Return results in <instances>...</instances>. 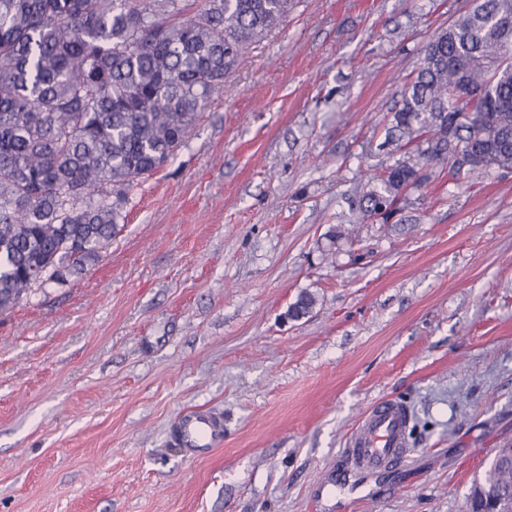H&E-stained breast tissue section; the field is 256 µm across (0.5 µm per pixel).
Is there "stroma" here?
Here are the masks:
<instances>
[{
    "label": "stroma",
    "instance_id": "obj_1",
    "mask_svg": "<svg viewBox=\"0 0 512 512\" xmlns=\"http://www.w3.org/2000/svg\"><path fill=\"white\" fill-rule=\"evenodd\" d=\"M468 6L294 0L101 260L0 314V512H467L512 442V169L426 165L393 230L328 232L404 160L401 89ZM381 397L410 458L319 496ZM195 406L224 416L201 459L167 436Z\"/></svg>",
    "mask_w": 512,
    "mask_h": 512
}]
</instances>
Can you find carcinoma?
Masks as SVG:
<instances>
[{"mask_svg":"<svg viewBox=\"0 0 512 512\" xmlns=\"http://www.w3.org/2000/svg\"><path fill=\"white\" fill-rule=\"evenodd\" d=\"M293 0H0V313L36 285L95 265L124 204L183 147L209 98ZM406 160L354 189L352 227L386 224L430 161L469 174L512 168V0H474L426 45L392 113ZM307 292L288 316L312 312ZM512 505V446L470 492Z\"/></svg>","mask_w":512,"mask_h":512,"instance_id":"obj_1","label":"carcinoma"}]
</instances>
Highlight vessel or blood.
Wrapping results in <instances>:
<instances>
[{"label":"vessel or blood","instance_id":"vessel-or-blood-1","mask_svg":"<svg viewBox=\"0 0 512 512\" xmlns=\"http://www.w3.org/2000/svg\"><path fill=\"white\" fill-rule=\"evenodd\" d=\"M410 422L411 414L401 400H375L360 416L341 450L346 470L368 474L406 461L412 452ZM169 437L190 453H205L223 445L224 419L210 410H184L171 425Z\"/></svg>","mask_w":512,"mask_h":512}]
</instances>
